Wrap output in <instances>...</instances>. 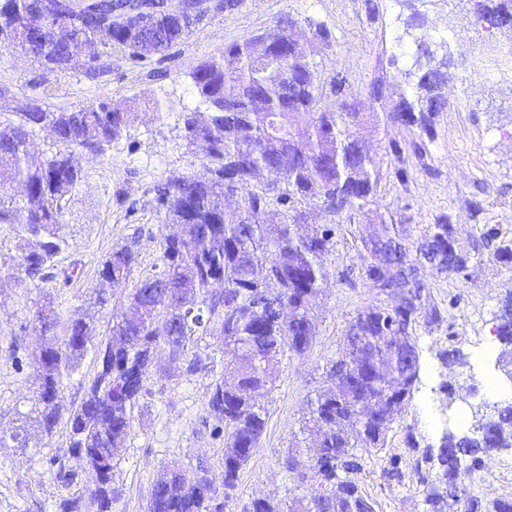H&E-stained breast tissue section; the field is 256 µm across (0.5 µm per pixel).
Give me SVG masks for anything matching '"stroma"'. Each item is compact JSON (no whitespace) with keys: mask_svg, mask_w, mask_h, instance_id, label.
Segmentation results:
<instances>
[{"mask_svg":"<svg viewBox=\"0 0 512 512\" xmlns=\"http://www.w3.org/2000/svg\"><path fill=\"white\" fill-rule=\"evenodd\" d=\"M210 2L205 20L168 58L133 64L116 48L108 68L94 76L77 67L47 71L20 51L0 47L2 122L14 119L35 98L53 110L107 102L126 111L148 99L163 106L159 115L135 120L105 153L83 156V178L63 204L59 234L64 246L52 279L27 285L10 279L19 240L11 228L0 226V512H57L68 494L51 465L69 445L66 425L58 424L48 436L31 431L23 444L12 438L31 407L30 364L44 342L34 311L51 293L64 316H90L96 333H103L113 310L125 304L126 292L113 289L111 304L97 305L102 262L132 242L138 254L132 277L152 272L160 262L161 236L174 230L156 204V188L202 170L204 150L188 145L181 118L202 106L193 69L222 55L230 44L273 32L283 16L295 21L294 32L310 44L323 77L346 75L348 95L362 111L373 113L375 126L364 131L363 140L379 182L372 205L354 223L340 225L324 259L326 280L311 311L316 333L309 350L283 358L277 381L258 394L266 427L224 512H245L253 499L282 498L291 488L283 462L297 444L306 400L329 387L328 370L345 345L348 323L373 300L359 270L364 242L376 225H406L415 242L445 215L460 244L475 250L469 274L418 269L426 285L422 305L440 311L443 321L413 326L420 380L388 428L383 448L363 452L358 475L376 503L375 512H426L416 465L427 449L439 447L445 431L459 432L461 418L473 413V399H446L440 385H456L469 375L480 384L504 378V348L494 329L501 300L512 295V268L496 260L481 234L495 227L502 240L512 241V73L487 78L481 61L512 46V39L478 24L474 0H239L232 10L219 8V0ZM316 23L329 32L328 45L313 42ZM423 35L444 42L452 55L442 89L448 105L435 115L430 136L391 123L390 102L368 95L371 85L380 83L393 94L414 96L416 83L404 74L415 68L414 41ZM393 141L404 150L408 181L395 176ZM451 347L462 351L464 366L442 367L440 354ZM212 379L204 372L170 374L166 355H159L150 392L135 409L133 430L113 459V484L122 492L115 512H148L150 490L166 467L190 474L203 465L213 478H221L225 440L205 411ZM410 434L416 447L406 442ZM394 463L399 466L395 476L388 472ZM473 488L487 499L512 498V450L487 458Z\"/></svg>","mask_w":512,"mask_h":512,"instance_id":"obj_1","label":"stroma"}]
</instances>
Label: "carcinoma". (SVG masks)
Segmentation results:
<instances>
[{
  "mask_svg": "<svg viewBox=\"0 0 512 512\" xmlns=\"http://www.w3.org/2000/svg\"><path fill=\"white\" fill-rule=\"evenodd\" d=\"M43 0H0V27L13 13L36 18ZM97 23L107 49H89L81 68L94 74L104 68L108 49L123 50L139 62L146 55L165 57L192 27L170 16L159 18L156 30L131 35L112 21L114 10L127 0H99ZM477 22L512 34V0H481ZM274 40L288 39L294 56L262 61L250 42L231 44L191 73L206 105L203 112L183 116L185 139L205 151L203 173L174 178L157 189V205L165 210L178 235L161 237V265L128 289L129 311L112 314L106 335L93 348L95 371L82 383V402L63 409L67 381L87 351L92 330L81 319L62 318L48 301L33 315L45 347L34 362L36 390L30 414L46 434L61 419L69 427L67 453L81 459L88 474L82 491L63 498L60 512H82L83 499L97 500L101 512H112L120 500L112 487L113 451L128 437L133 411L149 393L153 365L148 356L165 352L171 367L187 374L209 371L208 362L193 351V339L209 334L224 337V371L208 387L206 410L215 431H224L223 486L234 489L266 425L267 412L254 394L276 381L285 355L300 357L310 348L314 328L309 318L325 277L323 259L333 247L335 228L320 226L310 236L298 234L308 215L303 203L317 199L320 208L346 223L371 202L377 191L375 161L365 150L360 131L371 112H362L347 97L346 77L338 72L325 81L307 49L291 33L293 21H277ZM12 47L50 71L72 69L75 58L49 32L38 37L13 34ZM451 60L427 66L413 98L399 97L388 119L418 125L432 135L434 115L447 103L440 90ZM336 96L324 99V84ZM132 113L106 103L51 112L34 100L16 119L0 123V188L18 183L22 205L0 196V225L21 233L26 244L13 267L20 284L46 281L61 250V203L82 177L79 155L101 154L127 131ZM48 128L56 150L46 160H29L30 135ZM264 171L270 185L282 186L272 199L254 189ZM239 199L238 213L226 214L224 200ZM369 259L360 278L376 297L391 304H372L349 323L347 348L330 367L334 388L307 400L302 430H314L320 441L315 453L303 457L297 448L288 456L292 481L321 483L323 490L286 499L259 498L249 512H375L373 500L358 484L357 450L384 445L385 433L403 411L419 379L420 365L405 363L417 352L410 329L419 318L442 321L432 309L422 314L425 284L417 266L439 273L468 268L471 253L460 245L448 217L427 227L421 241L411 244L402 224H380L364 242ZM137 261L134 246L112 251L99 271V304L111 300L108 288L128 285ZM220 281L224 287L213 284ZM448 450L436 456V471L419 473V483L432 479L454 487L452 449L475 448L490 454L512 448V416L491 417L484 432L471 436L446 433ZM55 478L63 486L78 483V473L55 457ZM209 471L192 474L171 470L150 491L149 512H223L205 491ZM429 512H512V500H487L478 494L462 503L426 494Z\"/></svg>",
  "mask_w": 512,
  "mask_h": 512,
  "instance_id": "carcinoma-1",
  "label": "carcinoma"
}]
</instances>
